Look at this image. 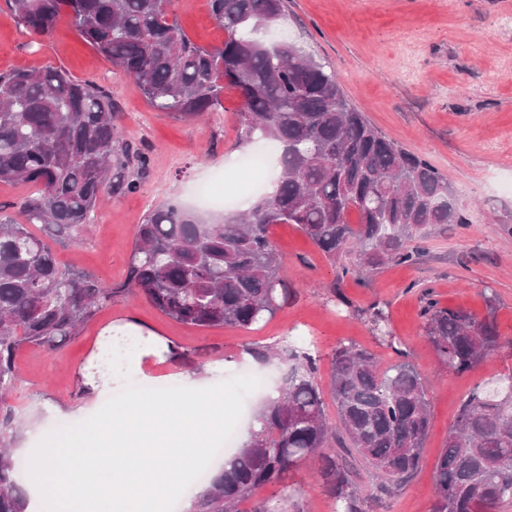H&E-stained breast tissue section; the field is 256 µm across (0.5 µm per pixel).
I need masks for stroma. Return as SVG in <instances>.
<instances>
[{
  "label": "stroma",
  "instance_id": "35a3bbf8",
  "mask_svg": "<svg viewBox=\"0 0 512 512\" xmlns=\"http://www.w3.org/2000/svg\"><path fill=\"white\" fill-rule=\"evenodd\" d=\"M169 12L194 42L223 46L224 30L209 0H172ZM267 36L296 42L329 64L358 111L448 179L467 224L449 225L447 233L429 238L416 264L386 266L364 282L338 279L296 225L274 224L270 237L284 275L297 287L294 302L248 329L200 328L170 319L138 291L123 287L137 227L171 199L218 215V208L197 202L196 187L218 175L237 177L245 159L261 148L241 134L237 91L225 88L219 111L188 121L174 118L154 108L68 19L59 21L50 38H40L19 26L0 0V72L50 66L94 82L112 97L120 139L140 145L150 157L137 191L106 197L86 233L52 243L62 266L95 275L115 294L60 350H18L19 380L9 395L18 426L14 445H27V428L35 422L51 435L73 427L71 410L84 397L82 372L101 357L102 332L111 326L130 321L138 327L126 335L114 364L117 375L106 394L114 405L150 387H166L177 369L223 364L229 392L242 373L278 381L286 370L280 361H242V352L254 345L311 348L325 373L336 346L351 341L387 365L406 359L429 380L432 425L421 468L391 496L374 502L371 512H431L435 465L462 405L474 389L512 378V0H287L285 21ZM428 291L441 306L493 316L500 347L466 373L442 367L423 331ZM491 291L498 296L492 312L485 302ZM374 305L384 309L385 322L369 318ZM386 331L395 336V347L384 342ZM156 339L183 352V359L151 354ZM134 357L141 358L142 371L126 369ZM148 374L155 384L145 383ZM309 470L302 464L284 487L257 489L240 502V512H254L271 497L282 498L285 512H330Z\"/></svg>",
  "mask_w": 512,
  "mask_h": 512
}]
</instances>
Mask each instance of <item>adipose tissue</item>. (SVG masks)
I'll use <instances>...</instances> for the list:
<instances>
[{
  "mask_svg": "<svg viewBox=\"0 0 512 512\" xmlns=\"http://www.w3.org/2000/svg\"><path fill=\"white\" fill-rule=\"evenodd\" d=\"M170 384L179 399L76 407L78 427L43 437L22 474L30 508L49 493L60 512H167L169 492L237 413L235 395L194 372H176Z\"/></svg>",
  "mask_w": 512,
  "mask_h": 512,
  "instance_id": "adipose-tissue-1",
  "label": "adipose tissue"
}]
</instances>
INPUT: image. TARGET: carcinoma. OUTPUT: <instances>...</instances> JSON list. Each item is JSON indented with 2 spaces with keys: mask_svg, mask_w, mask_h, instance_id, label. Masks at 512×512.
Masks as SVG:
<instances>
[{
  "mask_svg": "<svg viewBox=\"0 0 512 512\" xmlns=\"http://www.w3.org/2000/svg\"><path fill=\"white\" fill-rule=\"evenodd\" d=\"M20 26L52 34L61 17L134 80L158 110L190 119L221 107L224 86L240 93L242 135L273 142L280 169L274 194L247 211L207 218L171 200L138 226L125 286L164 315L198 327L248 329L272 319L295 295L269 238L273 224H295L334 264L338 276L364 278L390 263L413 265L421 243L450 224H467L448 181L423 157L384 136L345 95L331 66L294 43L253 37L286 18L285 0H210L224 45L194 43L168 11V0H9ZM146 153L116 144L112 97L56 67L0 74V183L36 191L19 217L0 219V512H26L10 445L17 433L8 393L17 350L54 351L79 335L114 289L64 269L46 241L77 239L102 196L133 193L122 175ZM357 222L351 223L350 213ZM41 224L47 237L30 233ZM355 251L353 267L340 263ZM483 319L444 308L427 292L424 333L441 365L462 374L501 344L492 311ZM288 372L261 407L262 430L231 465L207 478L197 512H239L255 490L281 486L312 461L333 512H368L360 472L328 448L343 436L390 494L420 467L431 426L428 380L402 360L342 344L327 383L337 425L326 418L317 359L303 348L255 347ZM432 512H499L512 504V385L475 390L448 431L433 474Z\"/></svg>",
  "mask_w": 512,
  "mask_h": 512,
  "instance_id": "carcinoma-1",
  "label": "carcinoma"
}]
</instances>
